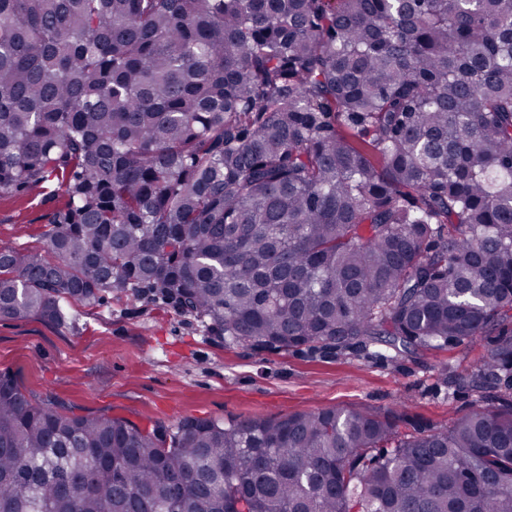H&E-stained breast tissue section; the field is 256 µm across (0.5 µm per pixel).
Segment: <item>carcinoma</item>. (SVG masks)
<instances>
[{"instance_id": "1", "label": "carcinoma", "mask_w": 512, "mask_h": 512, "mask_svg": "<svg viewBox=\"0 0 512 512\" xmlns=\"http://www.w3.org/2000/svg\"><path fill=\"white\" fill-rule=\"evenodd\" d=\"M0 317L147 291L257 351L495 334L444 430L141 428L0 373V512H512V0H0ZM66 205L57 181L21 195H0V248L42 250L50 217Z\"/></svg>"}]
</instances>
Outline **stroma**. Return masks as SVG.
Listing matches in <instances>:
<instances>
[{"mask_svg":"<svg viewBox=\"0 0 512 512\" xmlns=\"http://www.w3.org/2000/svg\"><path fill=\"white\" fill-rule=\"evenodd\" d=\"M67 197L57 183L0 195V248L40 250ZM76 322L0 318V372L30 396L55 399L69 415L105 413L140 427L185 417L226 422L279 419L325 408L395 412L400 432L445 429L478 404L470 377L489 337L395 353L373 343L355 351L258 352L225 346L190 314L153 295H108L78 307Z\"/></svg>","mask_w":512,"mask_h":512,"instance_id":"obj_1","label":"stroma"}]
</instances>
